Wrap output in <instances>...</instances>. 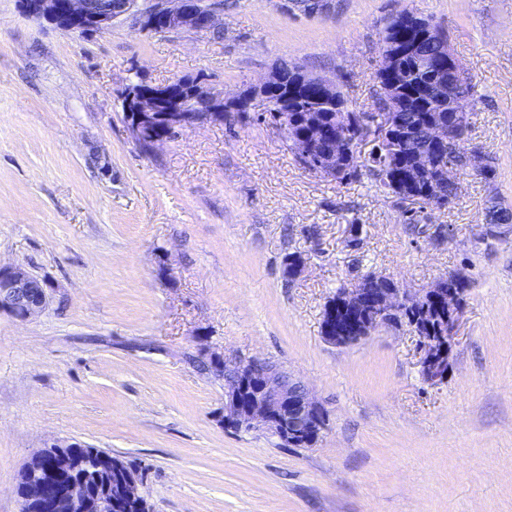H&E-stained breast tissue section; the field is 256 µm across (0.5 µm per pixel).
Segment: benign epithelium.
Segmentation results:
<instances>
[{
    "label": "benign epithelium",
    "mask_w": 512,
    "mask_h": 512,
    "mask_svg": "<svg viewBox=\"0 0 512 512\" xmlns=\"http://www.w3.org/2000/svg\"><path fill=\"white\" fill-rule=\"evenodd\" d=\"M27 12L64 30L84 34H104L117 21H126L143 33L172 32L207 37L224 31L222 0H23ZM304 14L329 13L331 0H289ZM407 35L384 37L381 42L380 74L387 110L360 114L352 118L338 104L336 84L307 74L296 66V79L287 87H276L277 73L246 89L228 94L182 76L164 85L145 82L131 84L123 96L126 124L135 140L155 147L168 140V134L198 123L224 122V107L242 103L262 105L260 117L276 130H290L288 148L307 162L306 170L323 177L341 172L357 148L342 134L325 127L317 114L304 111L292 115L282 109L283 102L273 93L287 90L285 98L336 104L340 124H358L363 136L361 147L371 146L378 154L389 153L401 138V112L407 103L404 60L412 58L430 74L429 93L435 111L448 113L447 121L427 125L430 150L420 153L404 176V184L414 189L423 177L436 169L440 178L456 182L458 166L450 161L440 164V156H451L458 149V129L467 119V97L460 93L462 73L453 55L448 37L409 14L403 19ZM296 126L304 130L295 135ZM465 167L486 175L489 164L485 155L466 154ZM362 278L341 290L336 301L322 313L324 339L336 346L360 342L377 329L399 324L405 311H417L428 300H440L448 309L441 336L418 337L421 372L431 383L448 378L451 354L460 311L468 289L463 277L456 284L448 278L433 286L410 292L387 280L384 288L365 286ZM53 287L27 268L0 266V312L6 311L25 322L44 311L52 302ZM211 363L212 373L224 379V428L234 431H259L278 438L289 447L305 448L316 443L328 430L329 414L309 389L288 372L260 357L227 359L216 352L203 350ZM83 444L53 441L37 451L18 474L26 488V497L39 504L44 512H85L89 494L86 476L106 475V485L99 496L101 512H153L141 492V481L109 460L108 453L91 448L83 453Z\"/></svg>",
    "instance_id": "1"
}]
</instances>
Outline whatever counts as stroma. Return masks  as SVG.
Returning <instances> with one entry per match:
<instances>
[{
  "label": "stroma",
  "mask_w": 512,
  "mask_h": 512,
  "mask_svg": "<svg viewBox=\"0 0 512 512\" xmlns=\"http://www.w3.org/2000/svg\"><path fill=\"white\" fill-rule=\"evenodd\" d=\"M404 10L447 33L474 85L470 144L495 168L458 172L455 201L416 223L369 177L304 169L253 111L148 151L127 128L138 80L233 92L284 61L376 112L383 28ZM494 202L512 207V0H335L326 16L235 0L220 39L80 35L0 0V264L54 288L29 321L0 313V512L58 439L141 474L154 512H512V224L486 223ZM456 272L470 287L442 383L406 329L322 336L325 303L365 275L418 292ZM203 346L299 377L327 432L292 448L225 430Z\"/></svg>",
  "instance_id": "stroma-1"
}]
</instances>
